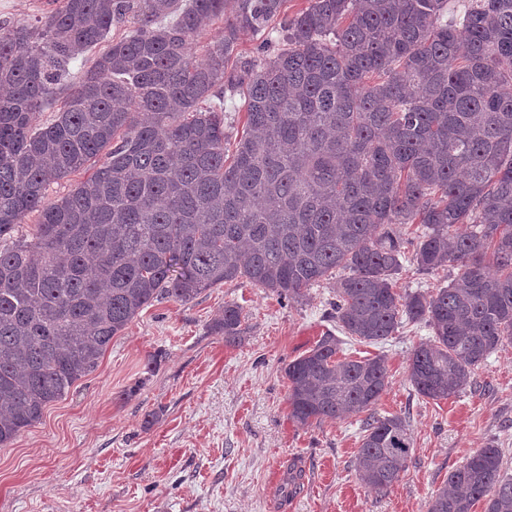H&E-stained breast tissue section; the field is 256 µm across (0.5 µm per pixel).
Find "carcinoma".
<instances>
[{
  "label": "carcinoma",
  "mask_w": 512,
  "mask_h": 512,
  "mask_svg": "<svg viewBox=\"0 0 512 512\" xmlns=\"http://www.w3.org/2000/svg\"><path fill=\"white\" fill-rule=\"evenodd\" d=\"M62 0L40 25H0V447L92 374L153 302H189L245 279L290 302L343 270L341 331L378 344L424 323L407 377L424 398L464 390L512 340V0ZM224 36L192 44L215 20ZM133 20L33 114L68 64ZM258 36L257 55L241 50ZM274 53H265L271 44ZM240 100L233 136L224 97ZM89 177L65 196L47 186ZM41 220L14 237L26 214ZM413 263L450 264L432 293L400 294ZM468 224L458 234L454 227ZM242 307L210 330L234 346ZM328 334L287 363L301 426L363 420L356 470L383 491L413 448L400 416L375 411L385 357L339 355ZM512 512L499 448L448 474L428 512ZM89 175V172L86 170H80L75 173H72L67 178L51 184L46 189V198L48 200H56L61 196L67 194L70 190H72L75 186L84 182Z\"/></svg>",
  "instance_id": "obj_1"
}]
</instances>
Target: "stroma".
<instances>
[{
  "label": "stroma",
  "instance_id": "stroma-1",
  "mask_svg": "<svg viewBox=\"0 0 512 512\" xmlns=\"http://www.w3.org/2000/svg\"><path fill=\"white\" fill-rule=\"evenodd\" d=\"M335 300L332 280L298 303L239 280L147 307L95 372L0 448V512H427L449 472L489 444L512 475V342L465 390L436 401L407 379L428 327L403 324L376 345L340 336L344 354L385 356L390 384L376 411L404 416L413 436L386 491L355 469L360 418L311 427L290 419L283 367L340 335ZM228 303L244 314L233 347L210 330ZM292 469L302 477L287 497Z\"/></svg>",
  "mask_w": 512,
  "mask_h": 512
}]
</instances>
